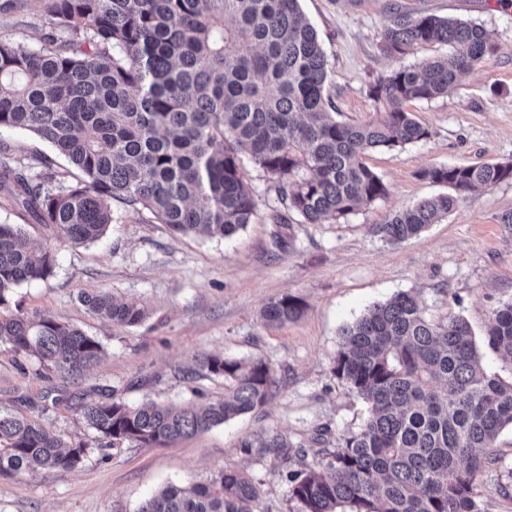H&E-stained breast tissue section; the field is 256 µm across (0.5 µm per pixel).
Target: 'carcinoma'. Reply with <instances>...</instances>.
<instances>
[{"instance_id": "cac0c4a2", "label": "carcinoma", "mask_w": 512, "mask_h": 512, "mask_svg": "<svg viewBox=\"0 0 512 512\" xmlns=\"http://www.w3.org/2000/svg\"><path fill=\"white\" fill-rule=\"evenodd\" d=\"M50 33L29 48L0 37V130L24 129L79 171L72 183L46 171L13 177L36 223L72 244L100 239L112 202L147 211L180 234L230 237L256 204L243 158L267 174L284 208L305 224L354 214L387 195L366 164L373 151L427 140L411 101L448 94L498 52L480 24L395 11L381 49L404 57L442 43L445 56L400 65L369 96L382 105L362 124L337 118L325 93L329 63L299 0H48ZM422 176L448 187L373 227L397 245L448 218L462 194L512 180V163L439 166ZM50 247L27 244L20 224H0V344L80 374L102 344L51 316L12 306L22 283L53 273ZM95 316L120 327L146 317L135 302L84 294ZM302 301L285 295L261 313L268 326L298 320ZM485 344L512 361V300L497 307ZM199 369L224 379V397L187 405L120 400L79 404L97 449L163 447L264 406L279 382L262 359L208 354ZM333 373L367 405L359 427L336 438L313 465L288 472L298 512H482L475 478L500 468L486 452L512 428V379L487 371L469 322L432 321L415 296L378 302L340 331ZM261 447L287 456L280 434ZM88 453L38 421L0 412V476L72 470ZM259 486L226 469L205 483L169 484L138 512H257Z\"/></svg>"}]
</instances>
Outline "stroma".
Instances as JSON below:
<instances>
[{"mask_svg": "<svg viewBox=\"0 0 512 512\" xmlns=\"http://www.w3.org/2000/svg\"><path fill=\"white\" fill-rule=\"evenodd\" d=\"M300 6L323 43L327 92L346 122H367L380 110L369 88L399 62L380 50L392 9L483 24L499 50L448 95L409 103L429 127L428 140L367 157L388 188L385 198L337 223L291 217L281 246L269 219L275 191L248 160L243 168L255 216L229 238L178 234L149 213L127 211L99 240L73 245L58 240L54 227L36 223L1 186L0 224L24 225L32 245L55 250L52 275L18 286L15 301L28 315L83 329L105 353L90 370L70 376L0 346V410L89 446L77 469L0 477V512H138L165 485L205 482L227 468L245 470L259 484V512H297L284 473L298 468V459L277 456L262 443L283 435L314 462L319 448L310 439L318 427L336 437L365 418V403L332 372L344 325L410 291L429 319L459 314L480 335L493 310L512 300V225L501 221L512 212V181L465 193L447 220L401 244H385L372 231L393 212L445 193V186L423 178L425 169L512 163V0H300ZM47 30L44 0H12L0 9L2 37L37 47ZM2 157L14 170L40 162L61 173L71 169L25 130L0 131ZM84 293L137 302L147 315L133 327L113 325L82 305ZM287 294L303 300V316L265 325L262 308ZM204 354L263 359L280 390L263 408L204 434L163 448L123 444L99 453L79 402L107 395L132 406L219 398L223 378L188 374ZM492 452L503 467L479 477L481 508L512 512V488L499 490L512 467L511 429L500 433Z\"/></svg>", "mask_w": 512, "mask_h": 512, "instance_id": "35a3bbf8", "label": "stroma"}]
</instances>
